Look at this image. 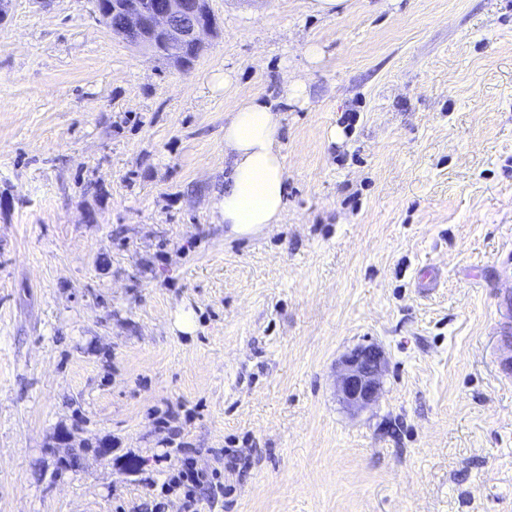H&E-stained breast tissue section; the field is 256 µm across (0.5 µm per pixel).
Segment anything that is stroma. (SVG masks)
I'll return each instance as SVG.
<instances>
[{
    "label": "stroma",
    "mask_w": 512,
    "mask_h": 512,
    "mask_svg": "<svg viewBox=\"0 0 512 512\" xmlns=\"http://www.w3.org/2000/svg\"><path fill=\"white\" fill-rule=\"evenodd\" d=\"M209 4L186 72L92 0L0 20V512H155L187 457L219 472L200 512H512V0ZM251 96L291 192L232 238ZM367 344L388 366L355 413L336 362ZM71 428L110 460L58 472Z\"/></svg>",
    "instance_id": "obj_1"
}]
</instances>
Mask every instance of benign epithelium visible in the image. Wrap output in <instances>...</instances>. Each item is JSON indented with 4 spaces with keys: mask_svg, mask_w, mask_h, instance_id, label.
Masks as SVG:
<instances>
[{
    "mask_svg": "<svg viewBox=\"0 0 512 512\" xmlns=\"http://www.w3.org/2000/svg\"><path fill=\"white\" fill-rule=\"evenodd\" d=\"M96 6L99 13L116 16L111 27L113 35L155 58L177 49L187 70L204 47L203 36L213 34L216 29L209 0H125L117 9L112 8L110 0H96ZM386 367L384 352L374 344L344 356L337 377L341 400L357 410L378 402ZM75 440L76 432H61L50 451L65 454Z\"/></svg>",
    "mask_w": 512,
    "mask_h": 512,
    "instance_id": "obj_1",
    "label": "benign epithelium"
}]
</instances>
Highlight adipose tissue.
<instances>
[{"label": "adipose tissue", "instance_id": "adipose-tissue-1", "mask_svg": "<svg viewBox=\"0 0 512 512\" xmlns=\"http://www.w3.org/2000/svg\"><path fill=\"white\" fill-rule=\"evenodd\" d=\"M282 115L260 98L243 100L224 125L229 181L220 207L234 236L280 223L288 207V177L280 145Z\"/></svg>", "mask_w": 512, "mask_h": 512}]
</instances>
